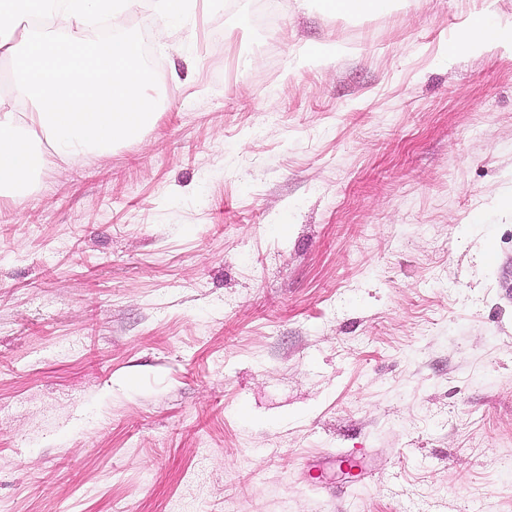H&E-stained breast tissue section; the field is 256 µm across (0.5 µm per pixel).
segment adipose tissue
Listing matches in <instances>:
<instances>
[{
    "label": "adipose tissue",
    "instance_id": "ef3b65f1",
    "mask_svg": "<svg viewBox=\"0 0 512 512\" xmlns=\"http://www.w3.org/2000/svg\"><path fill=\"white\" fill-rule=\"evenodd\" d=\"M137 0H0V59L10 60L12 90L0 95V196L19 197L49 164L75 163L150 126L156 104L151 77L123 19ZM111 38L89 45L99 17ZM21 38H13L16 28ZM512 28L475 17L449 45V56L494 46ZM44 144H37L35 135Z\"/></svg>",
    "mask_w": 512,
    "mask_h": 512
}]
</instances>
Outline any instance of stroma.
Wrapping results in <instances>:
<instances>
[{"mask_svg":"<svg viewBox=\"0 0 512 512\" xmlns=\"http://www.w3.org/2000/svg\"><path fill=\"white\" fill-rule=\"evenodd\" d=\"M484 10L139 0L155 122L0 198V512H512V41L446 54ZM391 0H328L326 5L334 12L349 17H360L368 12H384Z\"/></svg>","mask_w":512,"mask_h":512,"instance_id":"35a3bbf8","label":"stroma"}]
</instances>
